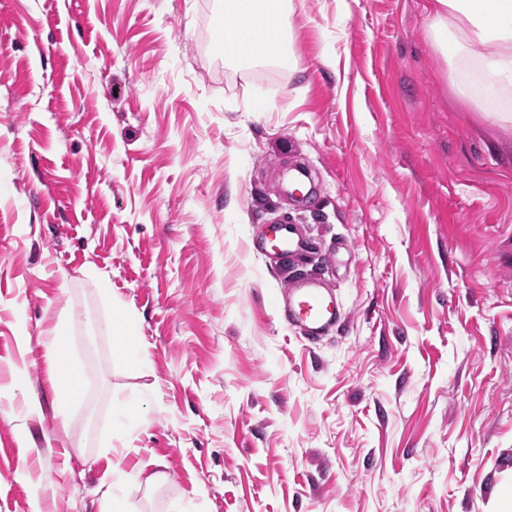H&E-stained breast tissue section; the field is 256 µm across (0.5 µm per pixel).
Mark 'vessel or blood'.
<instances>
[{
  "label": "vessel or blood",
  "instance_id": "b4317fda",
  "mask_svg": "<svg viewBox=\"0 0 512 512\" xmlns=\"http://www.w3.org/2000/svg\"><path fill=\"white\" fill-rule=\"evenodd\" d=\"M295 235L293 225L273 226L271 242L283 257L293 255ZM274 305L286 326L300 328L313 343L321 341L342 319L336 299L327 293L316 278L289 281L276 296Z\"/></svg>",
  "mask_w": 512,
  "mask_h": 512
}]
</instances>
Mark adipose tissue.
<instances>
[{"instance_id": "adipose-tissue-1", "label": "adipose tissue", "mask_w": 512, "mask_h": 512, "mask_svg": "<svg viewBox=\"0 0 512 512\" xmlns=\"http://www.w3.org/2000/svg\"><path fill=\"white\" fill-rule=\"evenodd\" d=\"M288 0H224L228 36L246 31L257 18L273 23L269 50L235 58L240 67L278 59L290 48L285 17ZM426 36L452 76L460 96L468 86L512 93V0H430Z\"/></svg>"}]
</instances>
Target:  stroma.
Segmentation results:
<instances>
[{"label":"stroma","instance_id":"obj_1","mask_svg":"<svg viewBox=\"0 0 512 512\" xmlns=\"http://www.w3.org/2000/svg\"><path fill=\"white\" fill-rule=\"evenodd\" d=\"M428 2L292 0V72L220 0H0V512H512V96L454 94ZM272 246H276L284 258L293 255L296 231L292 224H276L272 228ZM274 305L280 320L288 327L300 328L312 343L321 341L342 320L336 299L316 278L289 281ZM115 341L113 350L116 355L124 359H132L139 354L140 347L132 335L130 321L124 315H117L113 321Z\"/></svg>","mask_w":512,"mask_h":512}]
</instances>
